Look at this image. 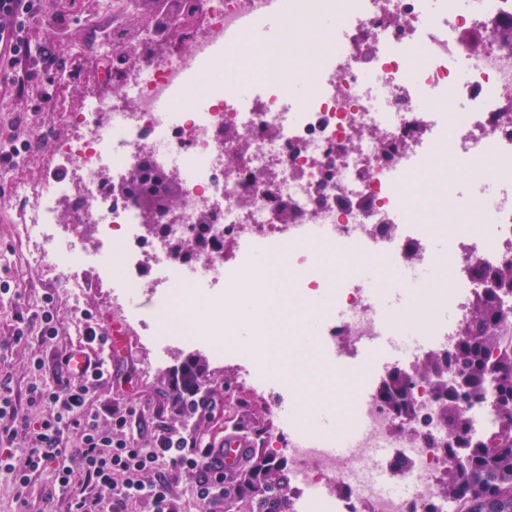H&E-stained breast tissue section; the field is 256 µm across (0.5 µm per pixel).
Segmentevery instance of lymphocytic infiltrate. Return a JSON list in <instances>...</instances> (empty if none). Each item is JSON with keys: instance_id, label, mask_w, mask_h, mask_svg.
<instances>
[{"instance_id": "lymphocytic-infiltrate-1", "label": "lymphocytic infiltrate", "mask_w": 512, "mask_h": 512, "mask_svg": "<svg viewBox=\"0 0 512 512\" xmlns=\"http://www.w3.org/2000/svg\"><path fill=\"white\" fill-rule=\"evenodd\" d=\"M53 0H0V92L22 101L33 64L54 62L55 44L33 41V23L51 16ZM61 305L44 293L37 312L17 316L16 339L44 345L58 334ZM42 358L30 360L32 380L23 398L0 392V472L7 474L20 505L35 476L50 473L66 512H130L147 503L150 512H176L173 473L197 474L193 495L206 512H224V477L212 462L207 436L159 426L153 446L139 442L142 419L135 410L118 416L110 402L91 407L89 394L106 379L102 361L88 360L72 374L67 360L45 378ZM26 446L15 450L17 438Z\"/></svg>"}]
</instances>
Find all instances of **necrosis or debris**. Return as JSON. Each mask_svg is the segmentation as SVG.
Masks as SVG:
<instances>
[{
	"label": "necrosis or debris",
	"mask_w": 512,
	"mask_h": 512,
	"mask_svg": "<svg viewBox=\"0 0 512 512\" xmlns=\"http://www.w3.org/2000/svg\"><path fill=\"white\" fill-rule=\"evenodd\" d=\"M267 8L268 0H185L168 27L194 18L201 27L187 47L163 53L161 32L140 33L139 62L112 77L118 96L92 91L66 113L69 131L53 143L54 174L22 189L31 261L68 269L75 311L86 266H99L113 307L151 329L156 318L146 306L172 302L180 290L215 305L224 324L239 293L261 310L260 258L287 251L290 289L311 313L324 362L338 359L346 342L363 353L362 398L349 419L360 433L345 454H330L323 433L290 403L269 408L279 427L265 437L268 460L288 464L289 503L298 512H463L443 492L446 473L463 459L449 451L438 420L441 392L411 376L415 416L407 419L377 381L402 359L452 350L485 277L512 258V42L500 35L512 25V0H346L341 9L335 0H288L290 18L336 23L335 36L316 50L317 66L295 61L285 46L275 66L255 61L244 75L228 73V60L243 61L242 46L215 57L213 39L245 34ZM417 47L424 50L418 62ZM241 148L247 165L228 169L227 157ZM437 155L465 177L467 194L449 193L432 213L414 208L409 191ZM167 173L182 187L172 221L147 226L135 198L112 191L119 181ZM63 206L73 212L67 246L55 235ZM283 207L289 220L279 217ZM463 212L469 230L438 247L431 224ZM88 224L100 241L117 243L111 262L95 250L75 252ZM188 236L194 250L175 257L174 245ZM344 254L351 263L337 264ZM147 260L161 271L148 284ZM389 263L442 267L450 285L414 295L396 286L380 321L375 302L384 293L362 270ZM410 327L413 347L377 348L383 331L402 336ZM467 417L469 442L499 430L494 379ZM378 448L399 449L407 492H383L370 481Z\"/></svg>",
	"instance_id": "necrosis-or-debris-1"
}]
</instances>
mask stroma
<instances>
[{
  "label": "stroma",
  "mask_w": 512,
  "mask_h": 512,
  "mask_svg": "<svg viewBox=\"0 0 512 512\" xmlns=\"http://www.w3.org/2000/svg\"><path fill=\"white\" fill-rule=\"evenodd\" d=\"M55 4L59 21L53 25H33L31 36L39 41L63 43L57 65L35 71L23 106L0 109V144L15 138L30 143V151L17 169L0 172V263L9 267L20 293L19 298L0 300V373L8 375L14 394L19 396L24 394L31 380L28 359L33 353H40L49 363L78 348L90 356L99 352L98 346L86 344L83 329L75 323L68 307L63 308L59 317L57 336L42 347L15 340L13 336V316L35 308L43 292L55 293L62 299L68 293L67 271L38 269L30 262V249L23 233L27 199L21 195L20 188L40 182L53 168L52 143L66 131L62 110L78 107L89 90L111 91L112 80L106 76L102 67L104 58L98 52L105 31L118 25L134 34L142 26L137 11L127 9L119 0H55ZM61 66L69 70V77L60 81L52 102H42L41 92L47 78L56 75ZM145 339V334L130 332L125 352L113 358L110 376L104 380L102 388L90 396L95 406L104 399H111L113 412L120 415L131 407L144 409L142 443H153L155 424L159 421L177 430L213 437L232 427L252 433L269 429L268 407L285 381L277 368L267 371L270 382L267 391L250 392L237 385L232 368L208 367L207 377L221 409L214 415L196 416L187 422L174 409L170 381L174 368L191 356L205 357V350L187 346L170 349L168 369L149 374L145 371L149 357Z\"/></svg>",
  "instance_id": "35a3bbf8"
}]
</instances>
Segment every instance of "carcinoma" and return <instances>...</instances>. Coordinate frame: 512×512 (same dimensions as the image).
I'll return each mask as SVG.
<instances>
[{
    "mask_svg": "<svg viewBox=\"0 0 512 512\" xmlns=\"http://www.w3.org/2000/svg\"><path fill=\"white\" fill-rule=\"evenodd\" d=\"M500 320L496 298L476 299L456 355L444 358L432 353L414 368L416 375L434 379L440 389L444 385L438 375L449 362H454L458 374L464 377L465 391L445 393L439 414L448 427V446L467 461L463 473H448L444 494L465 495L467 512H512V350L502 336ZM493 350L497 351V358L491 361L489 354ZM205 372V363L194 358L184 363L181 375L194 381ZM490 376L496 381L503 424L501 431L488 442L473 446L463 442L467 428L463 403L480 398L483 382ZM408 390L409 380L393 372L383 384L382 393L397 412L410 417ZM287 484L286 465L271 467L261 461L256 471L241 474L235 485L224 488V501L245 499L250 512H287L284 509Z\"/></svg>",
    "mask_w": 512,
    "mask_h": 512,
    "instance_id": "cac0c4a2",
    "label": "carcinoma"
}]
</instances>
